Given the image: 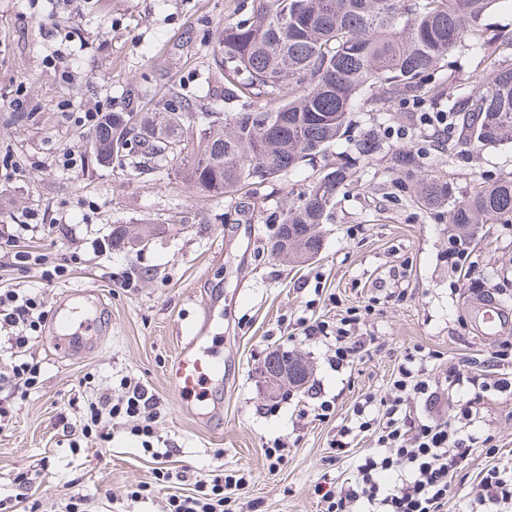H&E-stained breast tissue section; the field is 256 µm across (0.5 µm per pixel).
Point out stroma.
<instances>
[{
    "label": "stroma",
    "instance_id": "stroma-1",
    "mask_svg": "<svg viewBox=\"0 0 512 512\" xmlns=\"http://www.w3.org/2000/svg\"><path fill=\"white\" fill-rule=\"evenodd\" d=\"M251 7L252 0H0V160L8 163L0 228L53 225L50 258L68 274L50 286L28 277L24 287L42 288L51 306L89 288L106 306V332L85 354H56L46 331L34 342L43 383L0 431V498L14 494V479L25 472L46 512H62L73 495L86 496L90 512H167L170 495L194 494L195 480L241 471L244 481L224 489V512H324L316 486L344 483L374 447L372 438H358L340 455L332 439L349 424L357 398L388 393L406 349L433 352L426 370L438 377L448 365L486 360L512 343V319L485 339L470 313L481 299L470 288L475 280L512 310V224L480 227L468 275L454 276L442 209L418 207L388 186L391 151L421 148L425 170L447 178L453 198L462 199L481 183L512 177V143L468 149L447 137L430 148L432 129L402 102L388 114L354 113L341 151L355 155V140L371 129L383 149L356 165L319 227V254L300 265L272 257L268 242L325 158L217 197L199 193L177 163L140 173L93 162L92 130L78 116L120 108L133 85L158 98L175 86L192 102L209 103L218 32ZM399 126L408 137H388ZM67 156L74 167L63 166ZM142 222L155 228L144 249L113 246V226ZM365 306L372 312L360 332L376 346L352 365H333L329 342L302 340L295 330L300 317L333 321ZM206 312L224 359L223 382L204 394L206 406L223 410L218 429L183 414L167 379L181 328ZM276 350L302 358L308 378L273 397L263 370ZM127 376L159 401L151 451L122 418L109 427L111 441L74 439L88 401L104 391L120 396ZM324 401L332 406L325 416ZM479 408L477 432L494 435L498 461L512 460V396L486 394ZM277 440L288 455L274 467L265 450ZM490 461L474 445L445 512H461ZM160 467L185 473L186 482L130 500Z\"/></svg>",
    "mask_w": 512,
    "mask_h": 512
}]
</instances>
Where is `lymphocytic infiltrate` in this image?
Segmentation results:
<instances>
[{
	"label": "lymphocytic infiltrate",
	"instance_id": "f902f5d3",
	"mask_svg": "<svg viewBox=\"0 0 512 512\" xmlns=\"http://www.w3.org/2000/svg\"><path fill=\"white\" fill-rule=\"evenodd\" d=\"M12 264L19 271L37 268L46 283L62 278L66 269L52 264L46 253L21 244L19 235L4 240ZM48 317L40 294L13 288L0 289V354L10 357L0 369V428L9 425L16 401L25 399L40 384L41 367L29 351L34 333L40 332ZM364 318L352 308L335 322L299 318L305 340H331L332 358L343 366L360 359L366 342L358 334ZM428 358L424 348L407 349L398 365L390 391L379 397L362 395L353 408V425L341 427L333 441L337 453H345L354 431L376 435L374 452L359 461L352 478L339 488L326 491L321 499L325 512H442L453 488V479L463 469L474 444L486 445L488 455H496L492 436L478 437L470 428L477 414V401L459 400L452 418H425L410 423L408 402L433 405L444 386L479 387L481 392L512 390V375L505 366L512 363V345H499L491 354L500 374L495 381L479 380L465 374L460 365H449L443 380L425 376L422 365ZM123 393L114 398L105 394L90 402L85 411L82 435L96 434L108 439L104 418L131 419V431L138 437L155 434L158 402L138 382L122 380ZM506 512L512 507V465L497 463L483 470L477 490L468 501L467 512Z\"/></svg>",
	"mask_w": 512,
	"mask_h": 512
}]
</instances>
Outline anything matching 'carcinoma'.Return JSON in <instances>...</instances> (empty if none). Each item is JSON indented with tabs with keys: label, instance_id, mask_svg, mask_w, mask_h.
<instances>
[{
	"label": "carcinoma",
	"instance_id": "carcinoma-1",
	"mask_svg": "<svg viewBox=\"0 0 512 512\" xmlns=\"http://www.w3.org/2000/svg\"><path fill=\"white\" fill-rule=\"evenodd\" d=\"M501 0H254L249 16L224 25L213 70L217 97L243 99L248 108L220 117L198 108L172 88L135 129L149 91L127 90L125 108L105 112L93 137L95 158L134 170H160L179 162L204 194L223 196L248 181H264L325 153L343 139L352 112H387L413 100L448 113L457 141L491 145L512 141V35L490 34L483 17ZM472 48L485 67L470 77L467 93L453 81L427 75L448 53ZM369 131L357 143L364 158L380 150ZM422 169L410 150L391 154L390 172ZM350 170L338 163L323 172L290 207L269 241H288L284 258H314L324 223L347 185ZM411 201L444 208L462 248L482 224H512V178L487 182L466 198L451 199L448 181L433 173L417 181ZM148 224L117 225L112 242L143 246Z\"/></svg>",
	"mask_w": 512,
	"mask_h": 512
}]
</instances>
